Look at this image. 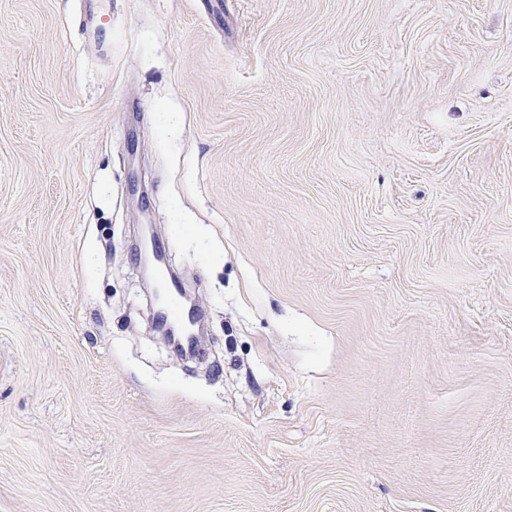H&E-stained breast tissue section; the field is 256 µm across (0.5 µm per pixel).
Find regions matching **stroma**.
<instances>
[{"label":"stroma","mask_w":512,"mask_h":512,"mask_svg":"<svg viewBox=\"0 0 512 512\" xmlns=\"http://www.w3.org/2000/svg\"><path fill=\"white\" fill-rule=\"evenodd\" d=\"M0 512H512V0H0ZM167 288V308L163 311V316L167 319H173L178 323L187 324L191 322L195 312L192 315V310L182 304L179 287L170 281L167 284Z\"/></svg>","instance_id":"obj_1"}]
</instances>
